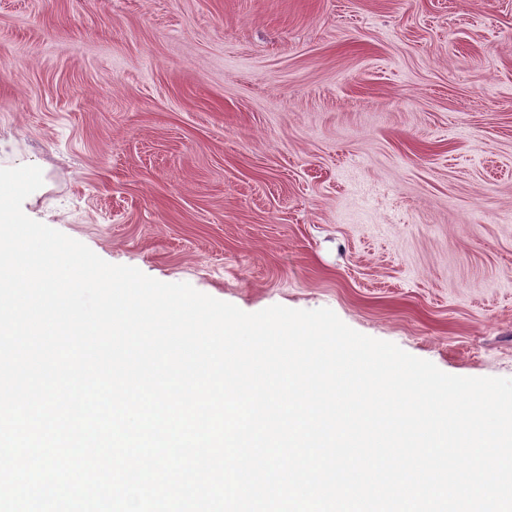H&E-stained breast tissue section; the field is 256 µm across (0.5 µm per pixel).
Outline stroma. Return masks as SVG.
I'll return each instance as SVG.
<instances>
[{"label":"stroma","instance_id":"35a3bbf8","mask_svg":"<svg viewBox=\"0 0 512 512\" xmlns=\"http://www.w3.org/2000/svg\"><path fill=\"white\" fill-rule=\"evenodd\" d=\"M22 161L109 263L512 378V0H0Z\"/></svg>","mask_w":512,"mask_h":512}]
</instances>
